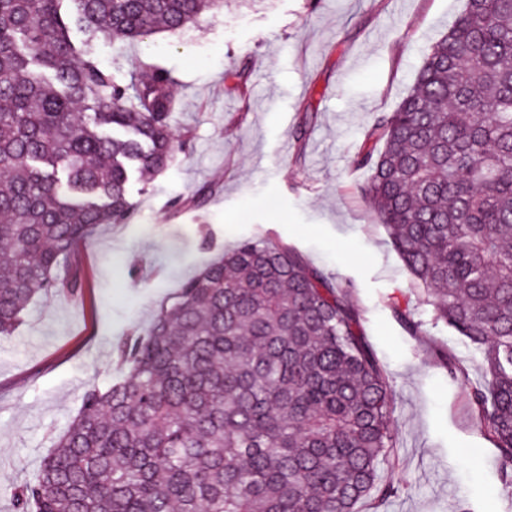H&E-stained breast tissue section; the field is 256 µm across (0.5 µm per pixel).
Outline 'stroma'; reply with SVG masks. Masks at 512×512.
Returning <instances> with one entry per match:
<instances>
[{
  "mask_svg": "<svg viewBox=\"0 0 512 512\" xmlns=\"http://www.w3.org/2000/svg\"><path fill=\"white\" fill-rule=\"evenodd\" d=\"M465 0H224L195 26L138 42L90 41L127 80L142 61L169 70L184 145L148 183L133 182L134 223L103 224L60 268L73 290L36 296L0 338V512L34 480L54 437L91 386L118 374L116 345L144 335L156 311L240 240L288 244L347 288L392 387L395 446L378 470L391 496L356 512H512V484L465 402L482 384L480 355L435 322L425 296L363 199L352 158L392 111ZM246 69L244 91L230 76ZM199 207L167 220L201 185ZM422 323L410 335L395 308ZM465 378L448 375L445 361Z\"/></svg>",
  "mask_w": 512,
  "mask_h": 512,
  "instance_id": "obj_1",
  "label": "stroma"
}]
</instances>
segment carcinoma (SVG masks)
<instances>
[{
	"label": "carcinoma",
	"mask_w": 512,
	"mask_h": 512,
	"mask_svg": "<svg viewBox=\"0 0 512 512\" xmlns=\"http://www.w3.org/2000/svg\"><path fill=\"white\" fill-rule=\"evenodd\" d=\"M222 7L0 0V337L35 296L73 288L62 259L133 223L131 181L182 147L170 72L121 84L76 59L72 26L135 41ZM353 163L435 319L480 351L469 411L512 479V0H466ZM118 353L121 375L86 389L14 512H353L387 496L391 385L346 291L292 247L236 243Z\"/></svg>",
	"instance_id": "1"
}]
</instances>
